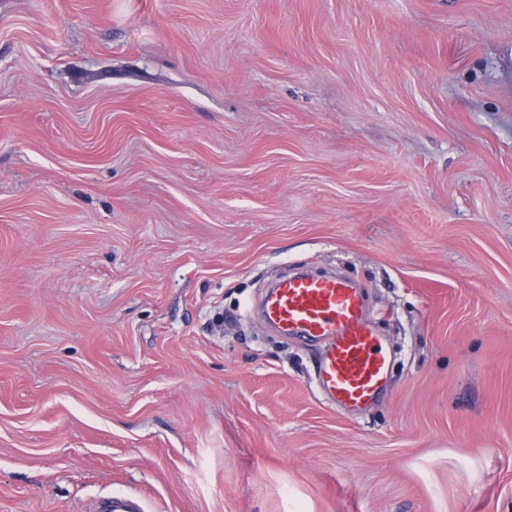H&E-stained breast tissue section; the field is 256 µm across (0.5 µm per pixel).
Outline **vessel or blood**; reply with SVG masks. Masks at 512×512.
Listing matches in <instances>:
<instances>
[{
    "instance_id": "b4317fda",
    "label": "vessel or blood",
    "mask_w": 512,
    "mask_h": 512,
    "mask_svg": "<svg viewBox=\"0 0 512 512\" xmlns=\"http://www.w3.org/2000/svg\"><path fill=\"white\" fill-rule=\"evenodd\" d=\"M282 335L319 344L316 384L325 401L352 415L376 405L390 383L393 358L367 318L363 291L335 274L280 279L260 305ZM101 512H145L139 497L115 494Z\"/></svg>"
}]
</instances>
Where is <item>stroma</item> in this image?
Returning <instances> with one entry per match:
<instances>
[{
  "instance_id": "35a3bbf8",
  "label": "stroma",
  "mask_w": 512,
  "mask_h": 512,
  "mask_svg": "<svg viewBox=\"0 0 512 512\" xmlns=\"http://www.w3.org/2000/svg\"><path fill=\"white\" fill-rule=\"evenodd\" d=\"M366 287L359 417L253 308ZM512 512V0H0V512ZM99 512H145L139 497L127 494H113L102 500Z\"/></svg>"
}]
</instances>
